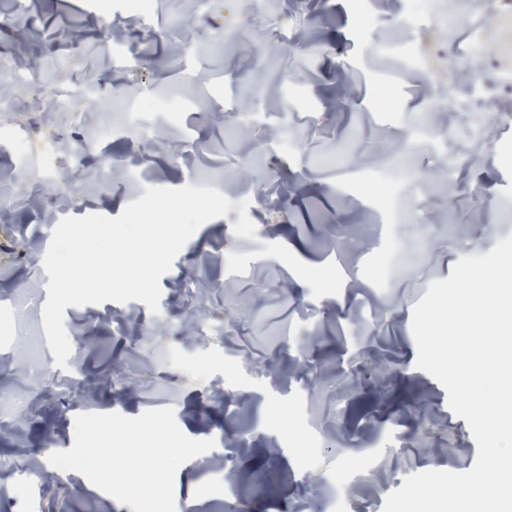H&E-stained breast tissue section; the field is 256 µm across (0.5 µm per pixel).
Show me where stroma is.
Instances as JSON below:
<instances>
[{"label": "stroma", "instance_id": "35a3bbf8", "mask_svg": "<svg viewBox=\"0 0 512 512\" xmlns=\"http://www.w3.org/2000/svg\"><path fill=\"white\" fill-rule=\"evenodd\" d=\"M143 0H10L0 52L29 62L52 83L73 47L86 57L67 74L86 83L109 70L84 127L59 115L53 135L74 147L90 142L80 165L51 187L0 208V242L36 240L47 248L65 216H118L145 187L177 188L207 181L247 193L245 214L204 223L161 281L159 314L144 303L107 301L65 310L67 334L79 335L70 363L86 389L57 385L37 302L47 300L43 261L0 251V309L19 306L21 326L0 338V512H132L74 472L46 485L30 468L40 447L70 449L81 413L135 417L172 407L182 432L214 439L206 454L175 476L176 512H220L225 487L251 512H330L329 489L358 512H383L387 495L406 476L439 469L466 471L477 445L447 392L416 366L413 308L429 284L448 278L439 259L483 255L512 233V94L481 103L483 127L472 137L455 101L470 96L472 67L501 58L498 26L483 0H466L450 21L417 32L400 0H373L361 27L353 0H274L243 17L239 0H153L144 24ZM123 40L142 57L102 63L99 47L115 16ZM32 22L37 41L22 25ZM485 31L472 53L469 31ZM410 37L436 78L402 70L384 50L389 36ZM192 41L193 59L180 44ZM458 62L447 76L449 59ZM390 87L381 110L379 88ZM447 133L435 151L414 153V167L452 165L448 191L410 203L408 223H387L373 191L401 156L399 145L418 108ZM36 112L0 115V167L19 162L22 131L40 125ZM371 215L349 235L350 213ZM425 239L424 261L384 277L390 243ZM472 225L467 243L459 225ZM232 310L223 340L184 339L191 309ZM163 338L148 341L153 322ZM378 462L377 480L349 484L345 474Z\"/></svg>", "mask_w": 512, "mask_h": 512}]
</instances>
